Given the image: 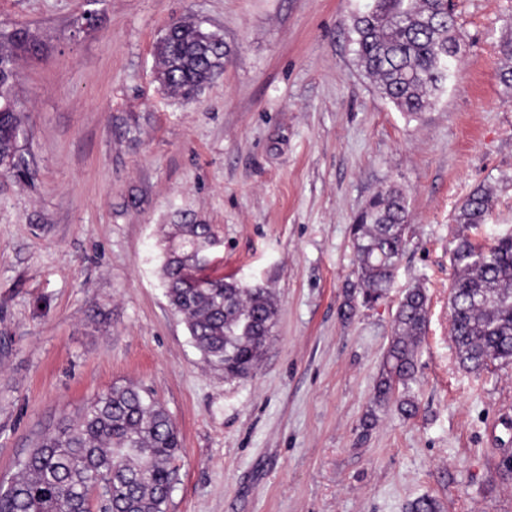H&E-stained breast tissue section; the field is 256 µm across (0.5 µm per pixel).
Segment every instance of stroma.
<instances>
[{
  "instance_id": "35a3bbf8",
  "label": "stroma",
  "mask_w": 512,
  "mask_h": 512,
  "mask_svg": "<svg viewBox=\"0 0 512 512\" xmlns=\"http://www.w3.org/2000/svg\"><path fill=\"white\" fill-rule=\"evenodd\" d=\"M369 0H0L27 31L14 95L28 182L0 178V483L96 395L132 384L176 426L168 512H512V364L462 368L452 252L512 232V0H455L448 88L417 117L358 66ZM186 21L223 38V71L188 103L154 46ZM490 190L485 224L453 216ZM407 196L409 244L387 296L356 294L357 214ZM177 224L212 225L210 271L272 292L255 373L205 365L160 279ZM428 296L417 372L374 386L407 289ZM417 411L405 416L401 397Z\"/></svg>"
}]
</instances>
